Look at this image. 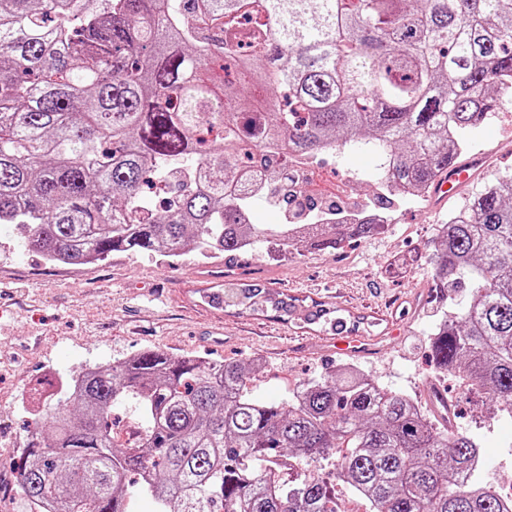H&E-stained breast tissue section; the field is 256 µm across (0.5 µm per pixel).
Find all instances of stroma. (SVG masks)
I'll use <instances>...</instances> for the list:
<instances>
[{
  "label": "stroma",
  "instance_id": "obj_1",
  "mask_svg": "<svg viewBox=\"0 0 512 512\" xmlns=\"http://www.w3.org/2000/svg\"><path fill=\"white\" fill-rule=\"evenodd\" d=\"M511 115L512 105L483 125L471 153L485 162L460 195L444 200L432 192L395 206L394 222L384 231L334 251L276 262L261 245L232 263L192 251L175 260L135 252L65 265L24 249L16 231L0 224V512H32L13 467L34 422L29 388L147 348L211 361L260 360L253 385L260 401L282 400L288 383L348 362L380 387L413 397L444 382L455 402L457 432L480 444L479 479L491 488L512 484V418L490 399L463 390L457 378L440 380L428 351L444 305L432 290L429 263L438 228L486 186L512 176ZM377 164L365 151L319 153L308 170L309 188L365 201L375 188ZM241 281L287 295L291 312L233 302L216 307L196 292L200 285ZM316 309L325 310L326 321H307ZM339 318L346 333L332 326ZM346 334L362 339V353L337 354Z\"/></svg>",
  "mask_w": 512,
  "mask_h": 512
}]
</instances>
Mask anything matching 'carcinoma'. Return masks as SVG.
Here are the masks:
<instances>
[{
    "label": "carcinoma",
    "mask_w": 512,
    "mask_h": 512,
    "mask_svg": "<svg viewBox=\"0 0 512 512\" xmlns=\"http://www.w3.org/2000/svg\"><path fill=\"white\" fill-rule=\"evenodd\" d=\"M0 0V224L80 265L115 253L233 259L337 249L383 224L309 193L291 154L385 156L384 211L428 193L512 93V0ZM204 14V26L193 18ZM265 103L246 110L257 89ZM258 201L284 224H254ZM437 287L467 290L431 361L512 417V178L442 225ZM253 306L288 302L258 284ZM259 361L147 349L41 401L16 463L38 512H336V488L279 458L335 461L368 512H509L474 478L480 453L344 364L261 402ZM137 424L112 436L113 408Z\"/></svg>",
    "instance_id": "1"
}]
</instances>
